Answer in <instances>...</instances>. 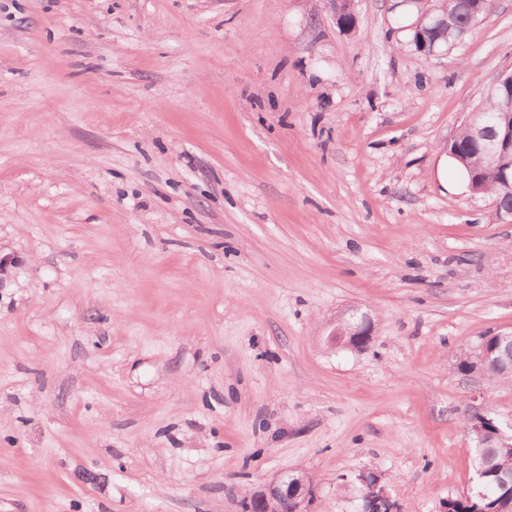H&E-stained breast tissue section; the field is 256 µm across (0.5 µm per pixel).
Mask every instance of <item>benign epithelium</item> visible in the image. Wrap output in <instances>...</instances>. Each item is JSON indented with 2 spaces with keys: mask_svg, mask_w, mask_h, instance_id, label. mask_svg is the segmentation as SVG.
I'll return each mask as SVG.
<instances>
[{
  "mask_svg": "<svg viewBox=\"0 0 512 512\" xmlns=\"http://www.w3.org/2000/svg\"><path fill=\"white\" fill-rule=\"evenodd\" d=\"M328 9L339 29L352 32L357 27L355 0H325ZM434 9L430 13L433 28L441 29L448 25V3H453L459 10L469 7L474 13L476 8L468 6V0H432ZM512 96V74L498 75L485 89L483 101L490 107L499 105L501 94ZM482 113L472 112L465 120L471 127L472 137L477 153L483 160L497 166L503 171V179L512 182V124L504 129L495 125L484 126L480 119ZM373 331V321L370 315L358 307L347 310L336 321L334 328L328 334V343L351 349H364L370 342ZM497 353L496 365L503 373L512 374V333H496L484 336L470 349L472 366L465 374L486 373L484 367L486 356ZM477 428L482 430L491 426L492 438L503 443H512V425L497 426L486 421L484 415L474 416ZM362 484L361 498L364 501L365 512H398V503L391 497L387 488L380 484L375 474L362 473L359 475ZM249 512H316L314 510V486L305 473L293 470L273 479L262 489L247 497Z\"/></svg>",
  "mask_w": 512,
  "mask_h": 512,
  "instance_id": "obj_1",
  "label": "benign epithelium"
}]
</instances>
